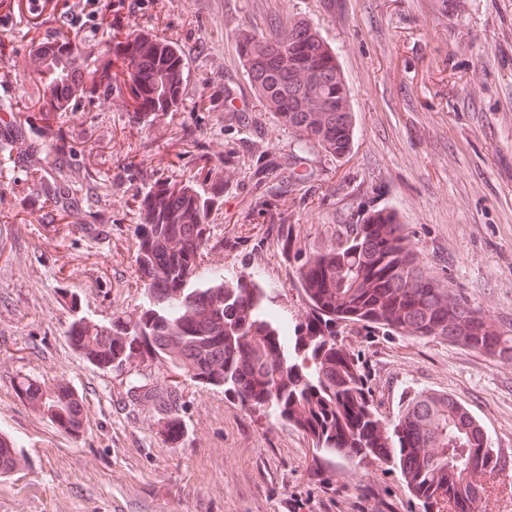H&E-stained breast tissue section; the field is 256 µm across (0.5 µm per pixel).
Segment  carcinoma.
I'll use <instances>...</instances> for the list:
<instances>
[{"mask_svg": "<svg viewBox=\"0 0 512 512\" xmlns=\"http://www.w3.org/2000/svg\"><path fill=\"white\" fill-rule=\"evenodd\" d=\"M125 45L122 64L134 104L142 112L173 110L183 79L180 51L142 36ZM239 53L260 101L295 131L297 152L315 148L337 160L350 153L349 89L336 54L315 29L300 20L278 21L271 37L241 35ZM72 76L69 56L43 60L38 78L52 106L75 105L67 95ZM111 79L105 66L83 93L108 92ZM208 210L190 186L159 181L144 194L134 237L146 303L109 326L72 322L70 336L92 362L110 369L154 358L202 385L222 387L247 409L272 410L303 430L325 459L390 461L428 509L482 499L486 487L463 479L471 468L484 469L491 480L512 468L488 444L479 420L448 394H424L383 424L358 362L337 343L336 323L356 321L389 336H442L512 358V329L494 327L431 276L392 212L337 225L336 247L300 264L307 314L285 333L273 313V289L251 277L229 286L222 273L206 280L197 274ZM23 388L59 425L79 409L74 394L55 386Z\"/></svg>", "mask_w": 512, "mask_h": 512, "instance_id": "cac0c4a2", "label": "carcinoma"}]
</instances>
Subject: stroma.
I'll use <instances>...</instances> for the list:
<instances>
[{"instance_id": "1", "label": "stroma", "mask_w": 512, "mask_h": 512, "mask_svg": "<svg viewBox=\"0 0 512 512\" xmlns=\"http://www.w3.org/2000/svg\"><path fill=\"white\" fill-rule=\"evenodd\" d=\"M25 30L0 7V100L44 103L25 54L65 35L81 47L139 34L179 47L176 110L137 111L81 99L31 113L0 138L31 148L0 170V434L27 458L0 479V512H424L387 465L319 458L304 433L254 412L155 360L102 369L80 354L73 320L110 324L146 301L133 227L155 181L213 202L200 270L277 286L287 320L305 316L296 271L329 249L336 227L396 213L427 271L492 323L512 329V0H58ZM303 20L335 52L356 135L340 160L297 155L281 115L266 110L238 52L242 34L271 36ZM48 176L37 181L32 164ZM63 185L72 211L50 200ZM357 358L382 419L419 395L448 394L512 457V359L442 337L336 328ZM67 380L87 417L62 432L28 380ZM171 396L162 412L134 393ZM347 472V480L336 478Z\"/></svg>"}]
</instances>
